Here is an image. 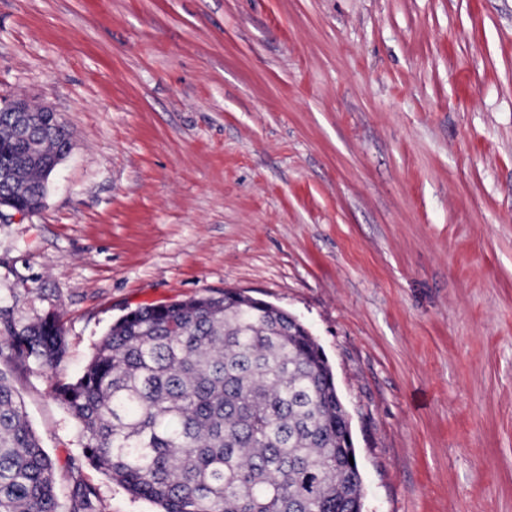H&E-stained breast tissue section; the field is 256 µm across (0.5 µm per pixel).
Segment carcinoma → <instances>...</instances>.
I'll return each instance as SVG.
<instances>
[{"label": "carcinoma", "mask_w": 512, "mask_h": 512, "mask_svg": "<svg viewBox=\"0 0 512 512\" xmlns=\"http://www.w3.org/2000/svg\"><path fill=\"white\" fill-rule=\"evenodd\" d=\"M30 137L45 157L70 149L45 114ZM0 112V203L39 210L44 166ZM56 314L0 336V363L55 366ZM95 470L158 512H362L363 480L326 355L288 312L226 289L131 310L82 375L55 388ZM56 463L0 369V512H59ZM69 512H106L73 483Z\"/></svg>", "instance_id": "cac0c4a2"}]
</instances>
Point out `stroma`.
Segmentation results:
<instances>
[{"label": "stroma", "mask_w": 512, "mask_h": 512, "mask_svg": "<svg viewBox=\"0 0 512 512\" xmlns=\"http://www.w3.org/2000/svg\"><path fill=\"white\" fill-rule=\"evenodd\" d=\"M17 96L73 139L0 219V321L68 344L8 371L61 506L154 512L55 387L127 311L233 289L324 349L363 512H512V0H0ZM69 512H106V507L91 484L76 480L70 490Z\"/></svg>", "instance_id": "35a3bbf8"}]
</instances>
